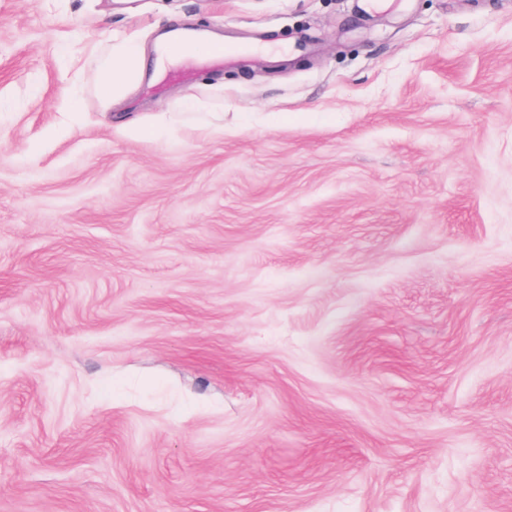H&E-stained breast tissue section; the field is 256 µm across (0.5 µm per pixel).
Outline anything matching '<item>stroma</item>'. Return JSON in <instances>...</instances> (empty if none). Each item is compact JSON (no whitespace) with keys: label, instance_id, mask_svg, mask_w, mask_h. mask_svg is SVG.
Listing matches in <instances>:
<instances>
[{"label":"stroma","instance_id":"stroma-1","mask_svg":"<svg viewBox=\"0 0 512 512\" xmlns=\"http://www.w3.org/2000/svg\"><path fill=\"white\" fill-rule=\"evenodd\" d=\"M0 512H512V0H0ZM143 53L140 47L134 43H126L119 55L112 61L106 63L101 70L100 91L102 96L111 101L112 96L117 94L122 80L135 69L143 65Z\"/></svg>","mask_w":512,"mask_h":512}]
</instances>
